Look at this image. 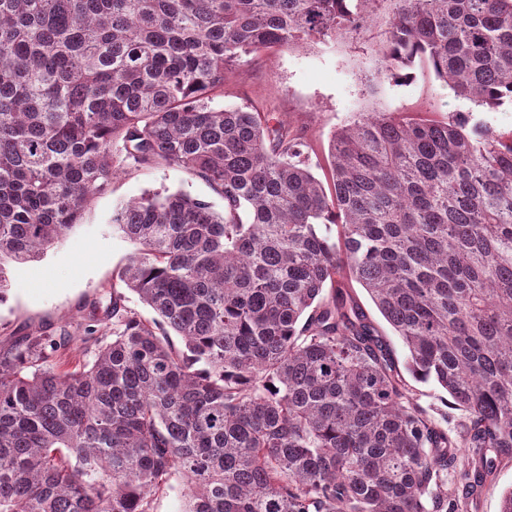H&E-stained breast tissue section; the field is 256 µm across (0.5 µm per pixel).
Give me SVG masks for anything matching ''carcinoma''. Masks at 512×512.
I'll return each mask as SVG.
<instances>
[{
  "mask_svg": "<svg viewBox=\"0 0 512 512\" xmlns=\"http://www.w3.org/2000/svg\"><path fill=\"white\" fill-rule=\"evenodd\" d=\"M384 5L376 79L418 64L512 104V0H0V301L7 267L123 169L177 167L224 199L115 210L134 249L110 334L84 327L93 360L66 332L0 351V512H154L175 472L181 512H467L512 459V130L360 113L327 188L284 124L211 106L241 57L356 37ZM354 282L405 370L467 413L451 502L456 441ZM354 291L363 304L365 310L370 313L371 317L377 323L382 334L385 335L388 341L391 343V346L396 353V357L399 360V368L404 377L413 386L418 404L428 414L438 420L444 429L448 430V434L450 436L456 437L458 439L459 448L456 449L458 459L457 464L459 468L455 472L448 471L446 484L448 488V499L454 498V494L456 496L461 495L462 485L459 478L460 469L467 467L472 458L470 448H463L464 445L461 442L462 430L465 424V413L455 408L451 404V399L448 394L434 382H417L410 376L408 372H406L403 365L406 352L402 342L398 336L394 335L391 327L377 311L366 291L357 284H355Z\"/></svg>",
  "mask_w": 512,
  "mask_h": 512,
  "instance_id": "1",
  "label": "carcinoma"
}]
</instances>
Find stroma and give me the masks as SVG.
Instances as JSON below:
<instances>
[{"instance_id": "35a3bbf8", "label": "stroma", "mask_w": 512, "mask_h": 512, "mask_svg": "<svg viewBox=\"0 0 512 512\" xmlns=\"http://www.w3.org/2000/svg\"><path fill=\"white\" fill-rule=\"evenodd\" d=\"M385 22V15H378L354 39L339 36L325 44L243 57L214 103L249 106L285 121L311 145L313 172L326 184L331 181L330 138L359 112H426L436 120L459 114L472 128L512 130V104L490 109L457 97L420 68L401 82L374 79ZM174 191L209 201L216 211L224 209L223 198L208 183L180 169L159 166L120 173L107 192L94 197L80 226L61 245L12 268L10 289L0 302V350L32 332L55 335L64 326L76 329L133 250L112 224L115 208L147 193ZM413 389L419 405L450 436L461 437L465 414L448 394L432 382L414 383Z\"/></svg>"}]
</instances>
